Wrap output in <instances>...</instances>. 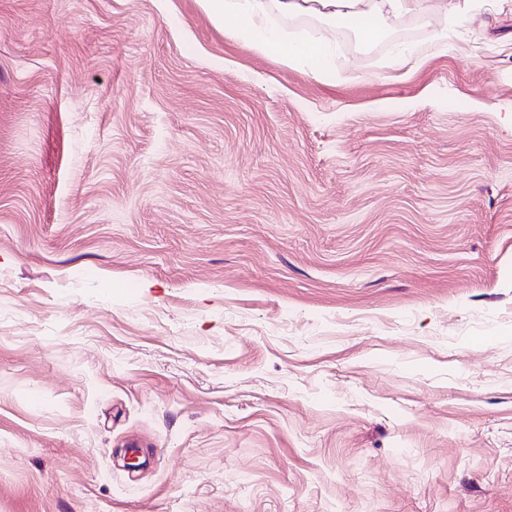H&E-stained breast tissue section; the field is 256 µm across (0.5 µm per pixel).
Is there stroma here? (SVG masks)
<instances>
[{
  "label": "stroma",
  "instance_id": "1",
  "mask_svg": "<svg viewBox=\"0 0 512 512\" xmlns=\"http://www.w3.org/2000/svg\"><path fill=\"white\" fill-rule=\"evenodd\" d=\"M331 38L0 0V512H512V0Z\"/></svg>",
  "mask_w": 512,
  "mask_h": 512
}]
</instances>
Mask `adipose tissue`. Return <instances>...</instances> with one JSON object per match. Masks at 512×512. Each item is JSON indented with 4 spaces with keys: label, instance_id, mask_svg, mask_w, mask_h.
I'll list each match as a JSON object with an SVG mask.
<instances>
[{
    "label": "adipose tissue",
    "instance_id": "adipose-tissue-1",
    "mask_svg": "<svg viewBox=\"0 0 512 512\" xmlns=\"http://www.w3.org/2000/svg\"><path fill=\"white\" fill-rule=\"evenodd\" d=\"M220 28L238 40L300 67L313 77H334L336 66L326 42H305L288 35L279 23L306 15L325 28H350L366 42L380 38L388 21L420 8L422 0H197Z\"/></svg>",
    "mask_w": 512,
    "mask_h": 512
}]
</instances>
